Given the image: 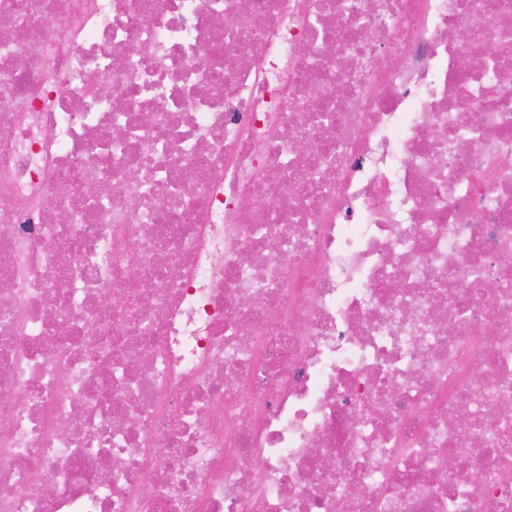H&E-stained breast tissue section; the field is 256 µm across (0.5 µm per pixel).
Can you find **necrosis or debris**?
Masks as SVG:
<instances>
[{
  "instance_id": "1",
  "label": "necrosis or debris",
  "mask_w": 512,
  "mask_h": 512,
  "mask_svg": "<svg viewBox=\"0 0 512 512\" xmlns=\"http://www.w3.org/2000/svg\"><path fill=\"white\" fill-rule=\"evenodd\" d=\"M511 155L512 0H0V512H512Z\"/></svg>"
}]
</instances>
